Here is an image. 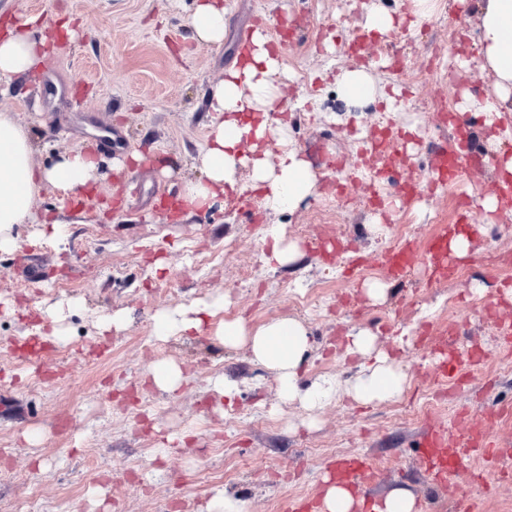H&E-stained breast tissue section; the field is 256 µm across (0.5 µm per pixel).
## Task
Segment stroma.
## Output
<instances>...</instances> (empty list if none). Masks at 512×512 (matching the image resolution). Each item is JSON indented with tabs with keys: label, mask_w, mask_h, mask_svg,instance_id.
Wrapping results in <instances>:
<instances>
[{
	"label": "stroma",
	"mask_w": 512,
	"mask_h": 512,
	"mask_svg": "<svg viewBox=\"0 0 512 512\" xmlns=\"http://www.w3.org/2000/svg\"><path fill=\"white\" fill-rule=\"evenodd\" d=\"M194 0H0V12L38 14L54 23L73 20L48 67L0 85V113L18 119L37 144L35 164L48 166L83 148L98 164L95 192L121 203L112 220L95 201L75 204L45 185L33 201L34 221L15 228L19 246L0 251V512H16L37 496L43 512H203L222 490L239 497L245 512H286L320 499L323 477L342 459L365 456L361 497L381 501L409 489L418 512H450L457 500L479 512H512V351L502 328L512 323V211L484 221L481 200L498 177L497 151H512V115L490 144L485 120L470 125L481 156L464 186L434 182L432 144L452 141L442 113L454 111L461 90L494 96V78L460 67L477 55L476 14L458 0L417 28L364 36L369 6L405 12L408 0H224L223 44L191 38ZM285 33L288 101L293 118L288 145L315 170L317 194L293 213L265 209L251 190L221 197L212 209L166 214L159 197L175 198L181 183L199 177L196 166L212 120L207 92L224 77L254 27ZM331 38L333 50L323 46ZM365 67L377 87H400L407 111L382 103L349 111L333 81L342 69ZM412 124V141L394 144L415 186L406 204L389 205L393 188L377 179L384 153H362L383 127ZM111 132L112 148L99 147ZM139 152L133 171L121 167ZM169 160L162 173L158 160ZM480 224L470 257L452 279L432 280L425 265L395 277L385 248L410 223V236L426 246L440 226L455 224L458 200ZM64 224V240L40 237L38 219ZM298 242L302 254L284 265L266 264L268 228ZM211 257L191 262L192 251ZM163 269H155L156 261ZM392 290L375 302L366 283ZM316 293L310 311L293 293ZM223 297L219 319L244 318L252 326L296 318L311 330L314 350L304 383L331 375L349 384L357 364L341 343L367 329L378 350L391 353L409 387L397 399L360 407L335 400L308 416L280 402L275 374L255 364L246 347L227 348L210 327L157 339L152 317L162 309ZM70 309L60 338L45 347L40 365L23 362L26 338L37 335L42 313L57 302ZM127 313L121 330L101 332L103 318ZM456 326L455 349L481 352L463 372L465 385H439L431 367L444 349L442 333ZM172 359L186 375L168 394L154 388L155 361ZM236 383L225 401L212 386ZM498 438L494 462L468 454L459 477L429 482L418 453L425 430H443L450 447L478 423ZM187 433L185 447L169 436Z\"/></svg>",
	"instance_id": "stroma-1"
}]
</instances>
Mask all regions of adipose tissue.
Here are the masks:
<instances>
[{
	"label": "adipose tissue",
	"instance_id": "1",
	"mask_svg": "<svg viewBox=\"0 0 512 512\" xmlns=\"http://www.w3.org/2000/svg\"><path fill=\"white\" fill-rule=\"evenodd\" d=\"M472 5L479 17L477 54L482 70L495 77L496 99L481 100L467 91L458 109L499 117L512 110V0H472ZM225 14L224 0H196L190 20L196 40L223 43ZM51 41L49 26L40 18L0 22V81L12 80L41 63ZM269 43L264 27H257L241 60L212 86L209 107L215 117L199 155L202 175L183 183L178 205L201 210L246 186L261 194L265 207L289 213L315 195L317 176L310 162L289 148L287 118L275 114L274 104L286 96L288 84L277 78L285 66ZM335 83L339 96L353 108L381 101L387 111L397 112L404 105L397 95L380 91L361 67L343 69ZM271 137L281 146L274 164L261 151ZM34 152L35 144L24 127L0 113V250L16 247L13 227L30 219L33 199L43 185L76 195L96 181L97 164L83 151H72L49 168L35 164ZM223 306V298L218 297L160 310L153 317V334L166 338L199 332ZM213 334L225 347H248L254 363L274 371L280 400L310 412L346 396L362 404L388 401L401 396L407 386L404 371L388 352L376 350L374 335L365 329L347 333L342 344L345 355L359 361L355 378L345 388L332 378L302 385V370L313 346L309 328L299 320L275 319L251 328L234 318L219 323Z\"/></svg>",
	"mask_w": 512,
	"mask_h": 512
}]
</instances>
